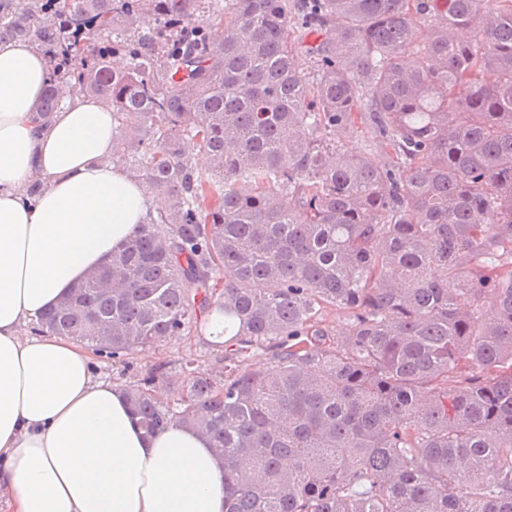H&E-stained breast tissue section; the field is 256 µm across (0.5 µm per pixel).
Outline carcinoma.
<instances>
[{
  "mask_svg": "<svg viewBox=\"0 0 512 512\" xmlns=\"http://www.w3.org/2000/svg\"><path fill=\"white\" fill-rule=\"evenodd\" d=\"M30 38L160 200L39 326L116 358L224 313L222 369L125 393L210 438L226 512H512V0H0ZM358 131L352 134L344 135L341 132H337L331 135V138L336 141V144L342 149L354 152V153H366L373 148V142L371 134L368 129L363 128L359 125Z\"/></svg>",
  "mask_w": 512,
  "mask_h": 512,
  "instance_id": "obj_1",
  "label": "carcinoma"
}]
</instances>
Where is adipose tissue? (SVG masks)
Listing matches in <instances>:
<instances>
[{
	"instance_id": "1",
	"label": "adipose tissue",
	"mask_w": 512,
	"mask_h": 512,
	"mask_svg": "<svg viewBox=\"0 0 512 512\" xmlns=\"http://www.w3.org/2000/svg\"><path fill=\"white\" fill-rule=\"evenodd\" d=\"M55 85L60 108L37 107ZM112 109L0 43V505L6 512H224V460L173 422L146 434L90 351L29 326L140 229L155 201L114 166ZM37 193H30L32 183Z\"/></svg>"
}]
</instances>
